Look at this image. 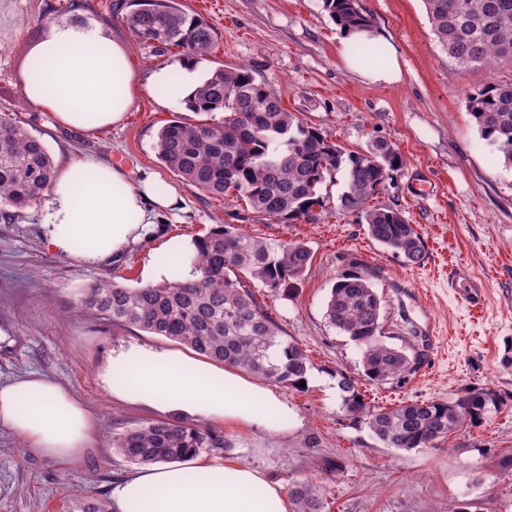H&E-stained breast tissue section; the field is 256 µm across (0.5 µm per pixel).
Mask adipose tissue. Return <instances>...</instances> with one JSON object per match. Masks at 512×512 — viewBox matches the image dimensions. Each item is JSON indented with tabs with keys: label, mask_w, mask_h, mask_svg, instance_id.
Listing matches in <instances>:
<instances>
[{
	"label": "adipose tissue",
	"mask_w": 512,
	"mask_h": 512,
	"mask_svg": "<svg viewBox=\"0 0 512 512\" xmlns=\"http://www.w3.org/2000/svg\"><path fill=\"white\" fill-rule=\"evenodd\" d=\"M342 43L366 41L386 50L387 66L362 70L373 83L400 77L397 51L376 29L343 33ZM36 78L25 100L66 125L93 132L120 124L137 91L135 65L101 27L51 23L35 48ZM197 86L191 61L155 69L149 89L158 103L184 101ZM174 190L155 176L129 179L93 157L66 160L52 182L40 219L61 255L97 262L135 240L159 212L174 211ZM124 402L190 417L279 428L290 409L270 390L231 369H207L194 359L143 345L121 349L102 376ZM0 426L26 453L80 464L95 442L93 418L60 384L31 374L0 386ZM113 512H287L283 489L236 463L191 461L137 470L112 492Z\"/></svg>",
	"instance_id": "ef3b65f1"
}]
</instances>
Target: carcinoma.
<instances>
[{"mask_svg": "<svg viewBox=\"0 0 512 512\" xmlns=\"http://www.w3.org/2000/svg\"><path fill=\"white\" fill-rule=\"evenodd\" d=\"M438 45L463 68H489L512 61V0H423ZM336 26L366 28L371 17L359 0H324ZM128 28L153 48L178 47L195 62L214 43L209 24L182 9L179 0H137L125 17ZM191 112L224 113L222 124L174 119L158 133L159 160L174 174L213 196L243 198L267 220L308 222L325 206L319 186L342 172L346 191L340 210L366 224L368 235L410 265L425 259L423 241L403 212L371 205L388 178L406 165L394 143L377 140L368 153L347 152L321 129L283 108L276 94L244 65L217 68L186 101ZM466 109L483 139L512 167V80L469 93ZM53 160L40 137L16 118L0 116V217L39 203L54 177ZM313 258L304 243L254 238L233 224H216L194 241L191 277L127 287L101 282L86 289L76 308L115 324L137 327L186 345L207 359L295 389L313 364L299 344L258 303L240 274L277 291L298 281ZM325 318L357 345L363 376L383 384L412 371L400 349L381 340V300L364 271L340 275L326 303ZM343 405L390 448H426L464 426L479 425L498 407L495 391L471 387L454 399L374 407L343 375ZM113 445L139 465L174 463L203 451L222 454L224 437L183 421H159L126 431ZM294 512H325L317 485L296 483Z\"/></svg>", "mask_w": 512, "mask_h": 512, "instance_id": "1", "label": "carcinoma"}]
</instances>
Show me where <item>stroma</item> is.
<instances>
[{
	"label": "stroma",
	"instance_id": "1",
	"mask_svg": "<svg viewBox=\"0 0 512 512\" xmlns=\"http://www.w3.org/2000/svg\"><path fill=\"white\" fill-rule=\"evenodd\" d=\"M216 39L199 76L221 67L249 66L283 107L315 124L348 151L376 140L395 143L405 167L388 179L376 204L404 212L421 235L426 259L408 265L401 254L374 243L355 215L341 212L342 173L320 187L326 206L315 221L271 224L245 201L217 198L167 169L155 149L160 129L186 123H222L223 113L159 104L145 86L152 71L175 65L177 48L160 52L125 25L132 0H0V114L11 113L45 143L53 161L91 156L120 167L133 180L159 176L182 200L143 235L105 259L88 264L52 251L39 206L0 219V384L30 373L64 385L94 413L98 442L77 468L23 452L21 440L0 428V512H83L110 506L113 488L135 471L112 440L163 420V413L112 398L100 374L123 347L138 344L188 354L186 346L135 327L77 311L84 288L107 281L150 284L155 251L171 241L191 248L214 224H236L249 235L298 241L313 253L299 281L271 292L251 288L283 335L297 342L313 369L306 389L267 387L292 411L281 429L202 420L224 437V460L259 470L291 490L312 478L326 512H512V168L482 139L466 110L473 88L512 79V62L463 70L440 49L423 0H360L373 25L397 47L401 79L371 83L346 64L350 46L323 0H180ZM88 17L130 53L138 93L121 125L87 133L27 103L33 49L47 24L68 14ZM365 269L382 300L385 343L419 354L406 380L371 384L361 352L325 318L335 278ZM471 282L486 292L472 316L458 291ZM438 328L434 348L418 327ZM355 380L373 406L445 400L471 387H488L502 404L482 424L466 427L428 448L385 447L347 416L337 373Z\"/></svg>",
	"mask_w": 512,
	"mask_h": 512
}]
</instances>
